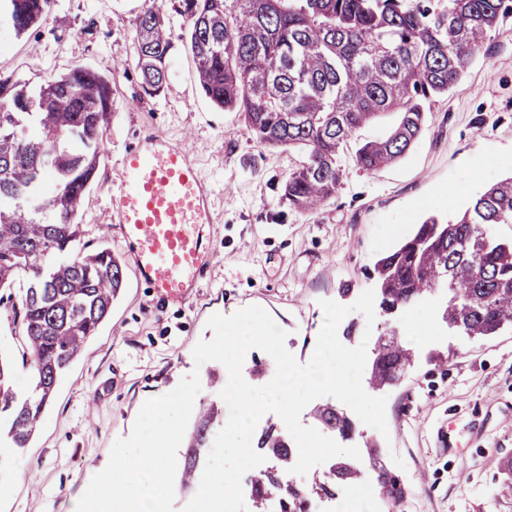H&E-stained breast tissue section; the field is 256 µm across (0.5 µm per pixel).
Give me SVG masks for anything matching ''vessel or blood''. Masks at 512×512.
I'll use <instances>...</instances> for the list:
<instances>
[{"instance_id": "obj_1", "label": "vessel or blood", "mask_w": 512, "mask_h": 512, "mask_svg": "<svg viewBox=\"0 0 512 512\" xmlns=\"http://www.w3.org/2000/svg\"><path fill=\"white\" fill-rule=\"evenodd\" d=\"M120 166L109 231L159 299L185 300L215 263L207 184L180 144L149 132L124 151Z\"/></svg>"}]
</instances>
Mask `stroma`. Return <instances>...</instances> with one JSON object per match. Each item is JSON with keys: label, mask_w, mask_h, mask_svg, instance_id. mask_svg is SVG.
Wrapping results in <instances>:
<instances>
[{"label": "stroma", "mask_w": 512, "mask_h": 512, "mask_svg": "<svg viewBox=\"0 0 512 512\" xmlns=\"http://www.w3.org/2000/svg\"><path fill=\"white\" fill-rule=\"evenodd\" d=\"M142 0H55L41 24L15 34L0 22V76L32 84L77 66L112 86V120L79 214L82 239L108 243L109 197L125 148L143 128L182 143L209 181L215 267L183 303L158 302L133 269L108 317L59 380L25 447L8 451L0 512H71L112 445L129 437L143 404L198 373L196 403L224 407L228 382L219 362L196 364L194 346L211 339V315L267 310L296 339L300 363L314 351L320 300L350 309L355 339L396 338L414 361L386 396V432L357 423L340 445L373 444L404 489L386 512H512V327L471 337L442 320L444 293L405 314L355 311L374 288L377 259L423 216L452 219L488 186L512 174V14L490 31L467 73L434 99L416 144L398 162L363 171L342 157V184L317 213L303 215L281 194L295 153L255 143L237 113L217 109L198 89L192 56L175 47L169 79L145 96L131 63L130 24Z\"/></svg>", "instance_id": "1"}]
</instances>
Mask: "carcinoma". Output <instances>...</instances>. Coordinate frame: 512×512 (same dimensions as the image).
Masks as SVG:
<instances>
[{
  "mask_svg": "<svg viewBox=\"0 0 512 512\" xmlns=\"http://www.w3.org/2000/svg\"><path fill=\"white\" fill-rule=\"evenodd\" d=\"M54 2L5 0L4 10L22 34L43 22ZM172 10L185 29L181 40L195 60L201 93L239 113L258 145L301 154L282 199L310 213L336 195L345 151L356 167L374 172L410 150L431 101L471 67L488 32L512 13V0H174ZM132 47L145 94H159L174 47L164 0H143L132 21ZM111 107L109 82L88 67L34 86L0 77V291L18 288L8 298L29 369L21 387L12 365L0 359V449L22 448L30 439L57 382L123 284L122 261L103 243L89 248L78 222ZM386 113L397 116L386 136L358 139ZM48 174L62 190L44 199ZM497 224H512V175L452 221L429 215L376 261L381 310L394 314L444 290L448 327L490 336L512 326V242L492 236ZM413 358L401 344L378 342L370 383L393 384ZM223 415L213 405L200 409L184 454V487L200 481L204 461L195 449L207 447ZM317 420L343 435L354 431L328 406ZM258 447L279 462L251 480L259 512L271 489L281 491L280 512H308L311 496H336L333 485L301 488L284 480L291 444L274 427L263 431ZM367 452L383 494L401 497L376 449ZM358 473L347 460L332 466L339 484Z\"/></svg>",
  "mask_w": 512,
  "mask_h": 512,
  "instance_id": "obj_1",
  "label": "carcinoma"
}]
</instances>
